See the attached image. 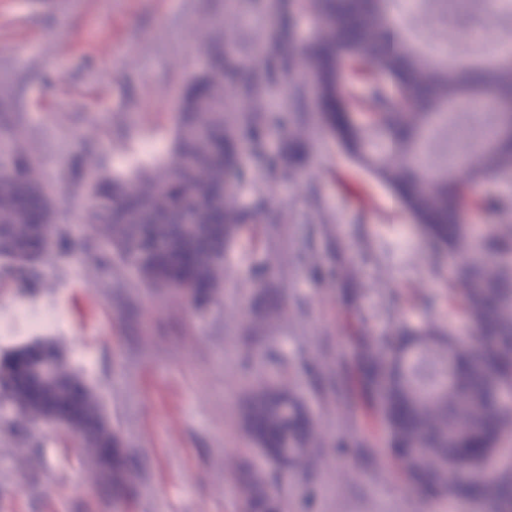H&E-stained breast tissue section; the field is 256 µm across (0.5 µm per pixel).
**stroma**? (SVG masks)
Instances as JSON below:
<instances>
[{
    "instance_id": "35a3bbf8",
    "label": "stroma",
    "mask_w": 512,
    "mask_h": 512,
    "mask_svg": "<svg viewBox=\"0 0 512 512\" xmlns=\"http://www.w3.org/2000/svg\"><path fill=\"white\" fill-rule=\"evenodd\" d=\"M398 22L422 46L452 42L459 62L512 36L492 9L469 34L440 23L432 8ZM272 23L265 0H0V113L16 116V141L53 185L60 217L82 220L90 176L72 170L73 155L130 157L145 139L168 147L189 78L225 38L235 54L258 50ZM308 153L299 181L268 193L287 223L251 225L256 249L248 258L232 253L211 312L200 316L175 297L149 295L129 268L102 274L91 262L51 256L42 264L48 287L35 300L55 302L56 328L20 326L0 336V357L37 340L55 342L101 396L143 469L124 512H236L231 474L255 456L240 427L242 398L257 378L280 372L260 360L244 368L240 341L253 296L247 269L267 243L295 256L312 226L323 265L341 255L357 267L352 307L341 286L318 288L304 264L281 275L292 312L275 336L293 361L319 353L335 367L349 347L347 325L360 317L376 336L402 322L461 327L444 300L453 259L432 250L386 185L329 134L313 137ZM291 379L322 435L347 439L346 382L320 394L303 371ZM33 433L44 448L39 466L27 461L21 439L0 430V512H115L65 430L42 424ZM368 441L366 454L325 458L314 485L289 479L288 512L306 497L310 512H485L480 502L425 498L399 474L386 431L374 430Z\"/></svg>"
}]
</instances>
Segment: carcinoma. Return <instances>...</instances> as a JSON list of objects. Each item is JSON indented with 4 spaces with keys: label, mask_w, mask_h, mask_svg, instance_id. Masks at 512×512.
I'll return each mask as SVG.
<instances>
[{
    "label": "carcinoma",
    "mask_w": 512,
    "mask_h": 512,
    "mask_svg": "<svg viewBox=\"0 0 512 512\" xmlns=\"http://www.w3.org/2000/svg\"><path fill=\"white\" fill-rule=\"evenodd\" d=\"M318 20L314 47L285 55L290 37L289 0H274L279 22L255 54L227 50L186 87L170 146L164 155L136 160L130 172L97 162L87 185L84 220L72 232L54 208L53 187L20 149L0 152V280L32 296L43 287L40 264L57 254L93 258L131 268L155 295L174 294L194 311H207L224 288L232 251L253 248L244 236L267 210L266 185L292 179L304 166L314 124L342 150L391 188L433 246L458 257L448 312L477 332L480 345L453 327L402 324L389 336L355 331L351 353L363 404L389 433L401 475L435 498L488 501L494 512H512V463L490 477L486 460L512 455V225L486 229L466 222L483 198L468 183L495 177L512 183V133L504 137L503 111L512 116V65L485 69L478 62L444 60L421 49L394 25L395 0H306ZM246 71L250 77L240 78ZM319 78L317 122L301 108L308 74ZM370 86L367 112L347 109L353 79ZM288 107L271 100L283 82ZM493 91L485 132L474 146L455 135L469 113L455 112L467 93ZM288 130V156L269 154V127ZM250 151L254 169L243 167ZM461 165L468 181L453 177ZM250 193L252 206L239 197ZM315 229L308 231L304 262L316 281L356 289L352 264L321 268ZM260 276L244 334L246 360L262 349L273 363L283 354L271 343L285 315L280 289ZM18 435L36 423L56 421L85 448L99 474L110 473L120 507L140 473L100 396L66 367L51 343L24 345L0 361V404ZM240 423L250 444L269 464L265 472L242 462L233 481L237 512H288L281 491L292 473L312 479L327 452L303 395L281 376L264 378L245 394Z\"/></svg>",
    "instance_id": "carcinoma-1"
}]
</instances>
